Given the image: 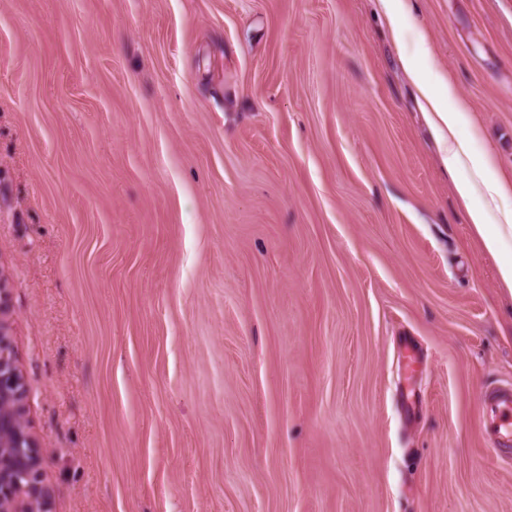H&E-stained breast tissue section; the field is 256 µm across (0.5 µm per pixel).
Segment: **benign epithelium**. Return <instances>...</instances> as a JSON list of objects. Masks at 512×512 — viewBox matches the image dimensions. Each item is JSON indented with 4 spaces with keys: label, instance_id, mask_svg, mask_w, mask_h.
Masks as SVG:
<instances>
[{
    "label": "benign epithelium",
    "instance_id": "benign-epithelium-1",
    "mask_svg": "<svg viewBox=\"0 0 512 512\" xmlns=\"http://www.w3.org/2000/svg\"><path fill=\"white\" fill-rule=\"evenodd\" d=\"M9 281L0 268V512H46L39 463L46 449L28 430L27 386L16 365L7 323Z\"/></svg>",
    "mask_w": 512,
    "mask_h": 512
}]
</instances>
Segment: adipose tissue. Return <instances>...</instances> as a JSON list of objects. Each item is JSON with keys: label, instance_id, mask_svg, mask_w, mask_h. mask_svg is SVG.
Returning a JSON list of instances; mask_svg holds the SVG:
<instances>
[{"label": "adipose tissue", "instance_id": "1", "mask_svg": "<svg viewBox=\"0 0 512 512\" xmlns=\"http://www.w3.org/2000/svg\"><path fill=\"white\" fill-rule=\"evenodd\" d=\"M424 100L431 106L430 124L439 144L440 158L444 167L454 171L463 165H470V178L457 181L455 193L464 203L470 224L480 237L484 249L498 258V276L512 288V207L503 206L505 197L512 194V188L490 175L486 157L475 155L469 141L458 136L457 130L466 115L463 106L453 104L442 109L438 106L439 93L431 85L420 84ZM497 210V224L488 225L490 210Z\"/></svg>", "mask_w": 512, "mask_h": 512}]
</instances>
